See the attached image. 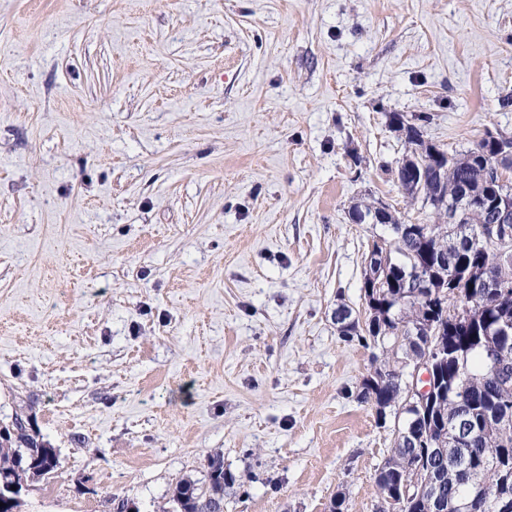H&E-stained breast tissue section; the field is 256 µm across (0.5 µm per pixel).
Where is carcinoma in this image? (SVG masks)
Listing matches in <instances>:
<instances>
[{
    "label": "carcinoma",
    "instance_id": "carcinoma-1",
    "mask_svg": "<svg viewBox=\"0 0 512 512\" xmlns=\"http://www.w3.org/2000/svg\"><path fill=\"white\" fill-rule=\"evenodd\" d=\"M402 140L405 156L416 161L422 177L412 183L405 169L397 167L396 181L407 198L432 209L437 223L406 224L389 215L391 235L383 240L390 260L386 281L379 289L362 284L368 320L363 326L355 323L343 337H358L382 351L383 360L364 376L376 385L362 396L398 408L405 400L404 384L390 367L399 366L402 358L423 356L429 339L405 355L388 353L382 339L434 314L432 331L448 353L437 365L444 393L431 412L428 429L437 439L459 422L465 433L448 443L443 457L423 455L427 437L422 433L408 435L404 444L393 440L388 454L392 487L400 489L408 467L422 458L435 480L436 494L448 505L463 504L462 512H485L484 501L512 506V429L503 426L512 421V259L505 257L508 245L497 237L499 225L475 206L489 190L493 159L484 152L489 143L482 138L465 150L435 156V145L412 122ZM466 198L474 205L461 211L458 223H448V206ZM415 270L428 279V287H413ZM485 272L494 274L509 293L484 298L470 292V279ZM456 309L466 310V317L456 319ZM21 422L17 417L0 430V512H21L22 503L5 487L20 480L49 479L58 467L56 448L38 440ZM231 481L223 456L210 455L207 481H177L162 512H221L224 486Z\"/></svg>",
    "mask_w": 512,
    "mask_h": 512
}]
</instances>
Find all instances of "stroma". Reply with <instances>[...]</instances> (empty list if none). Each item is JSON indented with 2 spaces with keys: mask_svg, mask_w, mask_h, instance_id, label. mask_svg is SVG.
I'll return each mask as SVG.
<instances>
[{
  "mask_svg": "<svg viewBox=\"0 0 512 512\" xmlns=\"http://www.w3.org/2000/svg\"><path fill=\"white\" fill-rule=\"evenodd\" d=\"M512 0H0V423L56 448L22 512H158L207 455L224 512H377L360 396L393 112L512 136Z\"/></svg>",
  "mask_w": 512,
  "mask_h": 512,
  "instance_id": "1",
  "label": "stroma"
}]
</instances>
